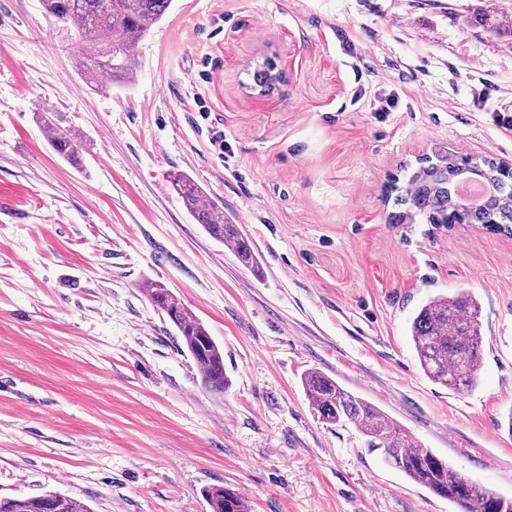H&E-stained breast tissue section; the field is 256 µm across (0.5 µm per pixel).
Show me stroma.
Returning a JSON list of instances; mask_svg holds the SVG:
<instances>
[{
  "label": "stroma",
  "instance_id": "obj_1",
  "mask_svg": "<svg viewBox=\"0 0 512 512\" xmlns=\"http://www.w3.org/2000/svg\"><path fill=\"white\" fill-rule=\"evenodd\" d=\"M81 49L40 0H0V496L210 512L224 485L250 512H457L314 414L315 369L512 497V235L390 219L420 159L512 163L493 122L512 116V0H173L136 81L100 91ZM268 59L285 79L264 93ZM44 115L81 134L82 169ZM180 173L260 273L191 218ZM148 281L223 348L224 392ZM461 288L482 307L483 364L458 393L423 375L407 327ZM172 190L181 198L186 210L196 224L216 242L233 247L241 262L259 271L257 257L248 237L239 224H229L224 218V207L219 206L192 178L187 175H174L170 179Z\"/></svg>",
  "mask_w": 512,
  "mask_h": 512
}]
</instances>
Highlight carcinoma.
I'll list each match as a JSON object with an SVG mask.
<instances>
[{"label": "carcinoma", "instance_id": "cac0c4a2", "mask_svg": "<svg viewBox=\"0 0 512 512\" xmlns=\"http://www.w3.org/2000/svg\"><path fill=\"white\" fill-rule=\"evenodd\" d=\"M46 16L77 29L88 52L78 64L91 78L105 77L109 84H129L137 72L136 48L141 39L169 10L172 0H41ZM277 75L269 65L255 70L253 81L269 89ZM49 129L52 149L68 163L82 167V141L70 129ZM484 178L488 188L476 204L459 196L462 175ZM408 190L395 202L406 206L396 223L483 224L493 229L512 226V173L491 160L480 163L453 161L447 165L420 162L408 177ZM172 190L181 198L193 220L215 241L233 247L241 262L259 269L248 237L237 224L224 218V207L215 202L192 178L174 175ZM143 292L153 306L176 329L181 346L194 359L203 382L222 392L224 350L204 323L166 286L150 281ZM410 336L424 375L433 383L453 391L476 387L483 362L482 314L477 299L461 289L455 295H440L425 303L412 319ZM306 397L317 416L329 424L351 423L366 438L367 447L381 450L388 461L411 482L455 504L460 512H512V498L489 491L467 478L436 455L418 445L383 411L340 386L322 372L312 370L302 379ZM212 512H249L245 498L234 488L212 487L207 491ZM0 512H92L81 499L54 491L30 497H0Z\"/></svg>", "mask_w": 512, "mask_h": 512}]
</instances>
